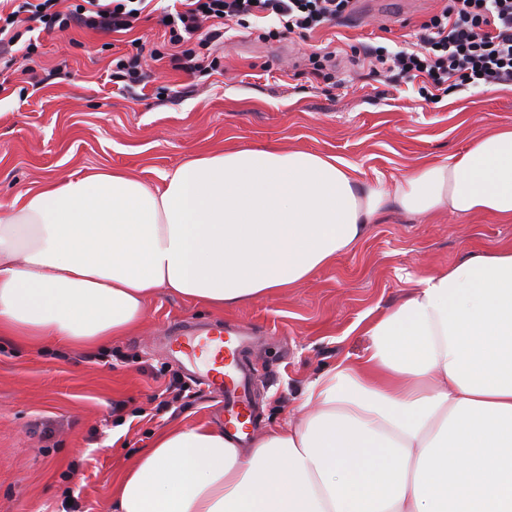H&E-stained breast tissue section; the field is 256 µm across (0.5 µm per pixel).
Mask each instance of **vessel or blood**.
<instances>
[{
    "mask_svg": "<svg viewBox=\"0 0 512 512\" xmlns=\"http://www.w3.org/2000/svg\"><path fill=\"white\" fill-rule=\"evenodd\" d=\"M254 342L246 325L201 323L183 328L165 342L172 358L222 395L224 427L232 434L250 431L255 422V409L250 401L255 375L242 358Z\"/></svg>",
    "mask_w": 512,
    "mask_h": 512,
    "instance_id": "obj_1",
    "label": "vessel or blood"
}]
</instances>
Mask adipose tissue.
Listing matches in <instances>:
<instances>
[{"label": "adipose tissue", "instance_id": "obj_1", "mask_svg": "<svg viewBox=\"0 0 512 512\" xmlns=\"http://www.w3.org/2000/svg\"><path fill=\"white\" fill-rule=\"evenodd\" d=\"M149 185L48 180L0 204V335L88 346L159 292L218 309L292 288L362 242L387 196L512 222V125L394 192L329 154L240 148ZM368 345L303 393L310 414L242 454L223 430L159 433L115 484L118 512H512V247L414 281Z\"/></svg>", "mask_w": 512, "mask_h": 512}]
</instances>
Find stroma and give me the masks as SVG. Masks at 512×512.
<instances>
[{"label": "stroma", "instance_id": "stroma-1", "mask_svg": "<svg viewBox=\"0 0 512 512\" xmlns=\"http://www.w3.org/2000/svg\"><path fill=\"white\" fill-rule=\"evenodd\" d=\"M448 0L410 14L355 11L316 32L264 39L266 24L224 35L220 73L180 69L156 14L108 46L85 28L41 33L36 71L65 64L55 83L25 89L0 71V204L49 179L118 168L150 183L188 159L239 147L274 146L334 155L356 169L360 188L394 182L421 164L451 163L477 136L512 124V86L463 87L424 101L417 83L372 76L367 45L416 42ZM145 89L129 94L109 62L137 51ZM334 51V78L315 75L308 55ZM512 246V222L491 215H417L387 200L368 237L296 287L232 309L159 293L129 335L97 347H30L0 335V512H116L113 480L175 424L223 428L222 403L202 390L189 406L157 410L182 366L162 342L174 322H241L261 329L252 357L260 432L302 416L312 380L367 344L356 325L399 304L407 278L439 273L470 254Z\"/></svg>", "mask_w": 512, "mask_h": 512}]
</instances>
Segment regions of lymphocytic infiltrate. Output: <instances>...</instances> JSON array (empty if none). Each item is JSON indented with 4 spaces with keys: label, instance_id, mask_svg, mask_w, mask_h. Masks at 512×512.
Segmentation results:
<instances>
[{
    "label": "lymphocytic infiltrate",
    "instance_id": "lymphocytic-infiltrate-1",
    "mask_svg": "<svg viewBox=\"0 0 512 512\" xmlns=\"http://www.w3.org/2000/svg\"><path fill=\"white\" fill-rule=\"evenodd\" d=\"M143 0H23L6 11L0 0V62L32 60L38 39L24 32L39 29L65 33L78 26L106 35L133 30ZM352 0H184L180 11L162 10L168 42L180 51L184 71L203 76L217 71L216 50L224 46L229 23L245 26L248 18L278 19L269 38L285 32H313L350 15ZM372 65L413 80L429 102L459 87L512 85V0H448L424 25L413 49H369Z\"/></svg>",
    "mask_w": 512,
    "mask_h": 512
}]
</instances>
